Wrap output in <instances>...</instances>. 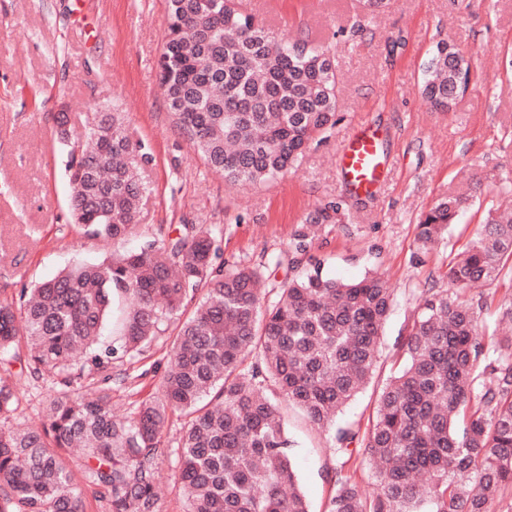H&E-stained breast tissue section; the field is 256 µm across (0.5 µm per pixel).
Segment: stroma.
Returning a JSON list of instances; mask_svg holds the SVG:
<instances>
[{
	"label": "stroma",
	"instance_id": "35a3bbf8",
	"mask_svg": "<svg viewBox=\"0 0 512 512\" xmlns=\"http://www.w3.org/2000/svg\"><path fill=\"white\" fill-rule=\"evenodd\" d=\"M242 7L277 38L317 36L331 49L338 81L336 126L296 169L257 187L226 182L171 121L157 78L165 0H0V303H17L21 292L75 263L138 248L144 236H178L187 224L212 228L229 262L276 264L277 287L288 275L296 225L315 206L343 198L351 222L324 225L314 253L330 276L376 271L388 279L394 300L373 379L382 384L399 363L398 343L422 289L447 288L450 251L466 246L488 211L512 208V0H386L377 13L364 0H242ZM442 40L458 45L471 66L469 89L448 112L419 92ZM115 108L154 161L141 173L150 185L141 236L113 244L73 223L71 147L53 128L61 111L80 131ZM361 124L379 129L386 159L385 179L370 197L350 194L338 174L339 151ZM453 195L468 196V206L415 264L421 214ZM170 341V332L160 333L143 355L113 359L112 382L85 376L72 392L108 389L113 415L126 419L159 385ZM139 371V386L118 379ZM0 378L16 388L15 421L41 425L61 390L55 378H31L17 363L0 366ZM281 413L310 512H327L331 440L299 409L285 405ZM185 422L171 415L162 433V512H185L171 456Z\"/></svg>",
	"mask_w": 512,
	"mask_h": 512
}]
</instances>
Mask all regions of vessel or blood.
<instances>
[{
	"instance_id": "obj_1",
	"label": "vessel or blood",
	"mask_w": 512,
	"mask_h": 512,
	"mask_svg": "<svg viewBox=\"0 0 512 512\" xmlns=\"http://www.w3.org/2000/svg\"><path fill=\"white\" fill-rule=\"evenodd\" d=\"M380 143L378 129L363 125L343 145L339 154V175L353 192L370 195L379 185L384 172Z\"/></svg>"
}]
</instances>
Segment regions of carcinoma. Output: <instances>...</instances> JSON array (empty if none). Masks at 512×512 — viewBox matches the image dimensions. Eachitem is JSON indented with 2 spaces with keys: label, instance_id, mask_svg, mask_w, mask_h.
Here are the masks:
<instances>
[{
  "label": "carcinoma",
  "instance_id": "cac0c4a2",
  "mask_svg": "<svg viewBox=\"0 0 512 512\" xmlns=\"http://www.w3.org/2000/svg\"><path fill=\"white\" fill-rule=\"evenodd\" d=\"M158 79L172 122L213 170L234 184L277 180L312 141L334 127L337 80L329 50L277 42L236 0H166ZM465 56L437 44L422 93L444 108L461 92ZM90 146L67 167L69 209L95 238L139 233L152 161L120 112H101ZM467 200H440L417 224L418 253L444 238ZM349 216L329 201L296 226L292 276L269 295L268 267L216 263L221 246L203 224L175 238L80 262L39 283L19 308L0 305V363L69 387L112 367L98 343L112 297L129 300L123 353H143L166 322L172 350L159 391L117 421L107 396L53 400L42 426L13 424L14 387L0 379V512H83L81 484L60 450L83 452V480L110 512H161L156 473L162 431L187 418L174 450L186 512H309L298 483L279 399L330 431L336 467L328 512H486L512 488V298L498 322L483 296L424 290L400 343L403 366L383 386L368 428L335 416L368 384L393 291L380 274L354 282L323 275L311 254L319 226ZM512 276V216L491 213L448 261V283L464 288ZM192 310H187V307ZM373 470L367 494L347 469L353 456Z\"/></svg>",
  "mask_w": 512,
  "mask_h": 512
}]
</instances>
